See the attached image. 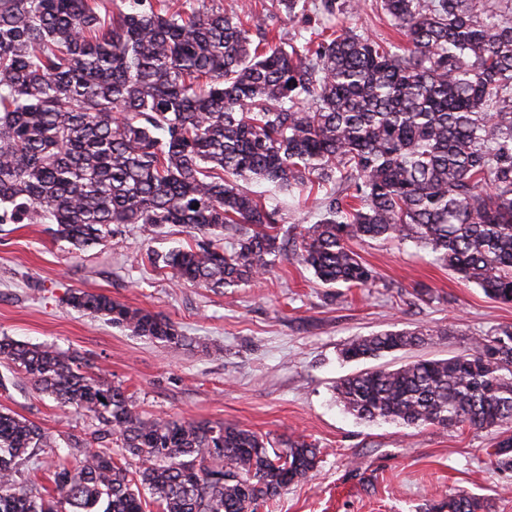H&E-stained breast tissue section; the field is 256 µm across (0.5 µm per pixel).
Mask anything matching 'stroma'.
I'll return each mask as SVG.
<instances>
[{
  "instance_id": "obj_1",
  "label": "stroma",
  "mask_w": 512,
  "mask_h": 512,
  "mask_svg": "<svg viewBox=\"0 0 512 512\" xmlns=\"http://www.w3.org/2000/svg\"><path fill=\"white\" fill-rule=\"evenodd\" d=\"M336 20L377 40L396 36L371 0ZM192 243L171 224L149 239L136 225L116 224L106 242L76 251L49 225L0 224V336L78 352L145 415L314 442L322 451L315 475L257 512H427L459 490L481 498L489 512H512V471L489 458L499 430L367 422L335 398L340 379L375 364L393 368L469 349L473 338L512 325V304L489 299L409 240L355 244L378 275L372 288L329 287L285 260L254 285L212 289L177 281L154 264L155 256ZM75 289L162 315L187 342L169 345L79 312L66 303ZM419 325L440 333L378 362L339 357L354 337ZM0 376V410L60 442L87 431L85 419L36 392L26 374L0 366Z\"/></svg>"
}]
</instances>
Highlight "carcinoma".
<instances>
[{
    "label": "carcinoma",
    "instance_id": "carcinoma-1",
    "mask_svg": "<svg viewBox=\"0 0 512 512\" xmlns=\"http://www.w3.org/2000/svg\"><path fill=\"white\" fill-rule=\"evenodd\" d=\"M0 0V224H52L76 249L112 224L149 239L166 224L189 248L161 256L184 282L248 286L283 260L329 286L371 288L352 248L411 240L465 282L512 303V13L473 0H379L406 42L321 23L297 42L273 16L209 0ZM293 20L336 0H275ZM310 198L321 218L293 236L280 210L239 185ZM68 304L138 336L179 345L168 319L102 293ZM424 329L358 336L345 361L425 340ZM0 359L89 421L53 472L58 496L18 478L61 447L0 412V512H256L317 470L320 448L275 444L243 426L146 416L74 351L0 337ZM358 419L492 429L512 422V326L466 352L340 380ZM512 469V437L490 452ZM463 492L434 512H485Z\"/></svg>",
    "mask_w": 512,
    "mask_h": 512
}]
</instances>
